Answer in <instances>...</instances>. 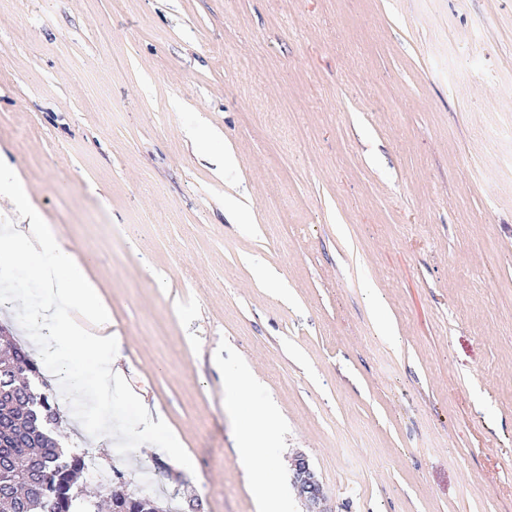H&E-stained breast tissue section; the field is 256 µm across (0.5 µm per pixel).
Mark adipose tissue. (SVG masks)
<instances>
[{
	"label": "adipose tissue",
	"mask_w": 512,
	"mask_h": 512,
	"mask_svg": "<svg viewBox=\"0 0 512 512\" xmlns=\"http://www.w3.org/2000/svg\"><path fill=\"white\" fill-rule=\"evenodd\" d=\"M0 196L8 198L15 222L0 233V262L25 261L32 264L45 286L47 307L34 313L26 323L36 347L45 357L67 353L79 360L81 373L63 369L58 384L64 390L80 392L92 383L101 394H109L116 377L112 361L111 322L96 285L74 259L51 225L29 208L27 194L12 168L0 163ZM272 434V419L264 410L255 411L249 428L241 435L238 457L251 479L261 512H277L279 499L264 473L268 462L260 450Z\"/></svg>",
	"instance_id": "adipose-tissue-1"
}]
</instances>
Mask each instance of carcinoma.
<instances>
[{
  "mask_svg": "<svg viewBox=\"0 0 512 512\" xmlns=\"http://www.w3.org/2000/svg\"><path fill=\"white\" fill-rule=\"evenodd\" d=\"M38 363L29 351L12 345L0 353V512H99L98 505L69 491L63 507L57 490L76 484L86 455L58 446L52 431L59 408L51 393L40 390L31 371ZM114 508L153 512L155 495L133 492L128 498L110 491Z\"/></svg>",
  "mask_w": 512,
  "mask_h": 512,
  "instance_id": "cac0c4a2",
  "label": "carcinoma"
}]
</instances>
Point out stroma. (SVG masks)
Listing matches in <instances>:
<instances>
[{"label":"stroma","mask_w":512,"mask_h":512,"mask_svg":"<svg viewBox=\"0 0 512 512\" xmlns=\"http://www.w3.org/2000/svg\"><path fill=\"white\" fill-rule=\"evenodd\" d=\"M0 153L111 313L86 494L257 512L266 409L288 512L298 453L328 512H512V0H0ZM43 302L0 268L13 342ZM272 434V419L264 410H256L249 428L240 436L238 457L251 479L253 493L261 512H276L279 498L271 484L265 479L264 472L269 468V461H262L260 448ZM112 473V479L108 486L110 489V500L108 499L110 512H114L115 510L112 509V505L113 508L118 510H122L124 508L132 509L131 511L121 512H154L152 503L159 504V500L155 495H150L142 490L140 492H130L131 494L125 493L123 490H112V481L113 484L114 480L122 484V477H124V474L119 470H112ZM118 492L124 493V495H127L130 500L123 499L122 495Z\"/></svg>","instance_id":"obj_1"}]
</instances>
